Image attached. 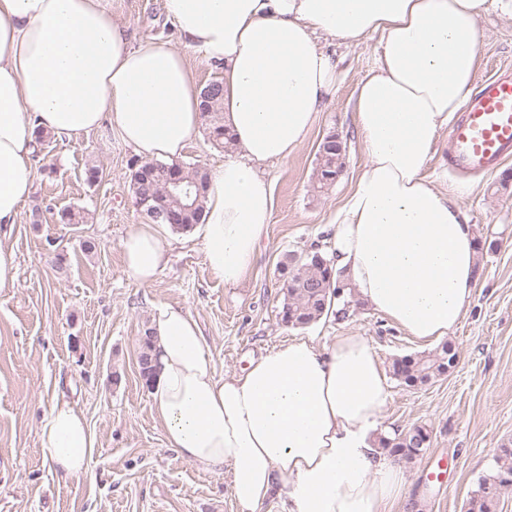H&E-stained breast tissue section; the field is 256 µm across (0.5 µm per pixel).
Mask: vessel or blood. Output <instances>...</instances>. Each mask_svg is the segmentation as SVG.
Segmentation results:
<instances>
[{
  "label": "vessel or blood",
  "instance_id": "1",
  "mask_svg": "<svg viewBox=\"0 0 512 512\" xmlns=\"http://www.w3.org/2000/svg\"><path fill=\"white\" fill-rule=\"evenodd\" d=\"M448 164L462 172H492L512 158V72L479 85L448 131Z\"/></svg>",
  "mask_w": 512,
  "mask_h": 512
}]
</instances>
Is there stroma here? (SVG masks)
I'll use <instances>...</instances> for the list:
<instances>
[{
    "label": "stroma",
    "instance_id": "stroma-1",
    "mask_svg": "<svg viewBox=\"0 0 512 512\" xmlns=\"http://www.w3.org/2000/svg\"><path fill=\"white\" fill-rule=\"evenodd\" d=\"M111 6L130 42L150 39L184 54L199 84L221 77V67L179 38L165 0H111ZM480 28L482 80L512 67V16L489 11ZM324 46L338 63L339 81L299 151L265 170L273 190L271 223L238 285L209 275L191 230L171 231L170 261L153 284L127 278L120 241L147 218L134 207L131 191V173L142 159L117 133L57 138L33 158L31 198L18 224L0 233L18 272L14 287L0 292V512H240L230 472L206 471L180 458L153 413L139 359L156 306L187 309L217 374L227 377L299 335L322 348L347 334L364 337L386 367L434 350V343L416 341L363 303L346 319L331 313L301 329L281 320L287 255L326 246L331 216L367 160L352 98L377 39L357 45L328 39ZM331 132L346 148L345 164L333 185L322 189L317 154ZM447 163L443 135L426 172L439 188L473 185L457 205L484 247L474 298L447 335L455 365L422 387L389 382L379 432L418 425L431 432L420 458L400 464L404 497L394 512H466L496 448L512 441V159L490 174L450 173ZM91 167L99 171L93 184L86 179ZM67 209L79 212L81 223H61ZM86 240L95 243L93 253L82 250ZM57 399L75 403L96 437L89 468L76 479L51 472L39 453V422ZM441 456L454 468L438 487L424 471Z\"/></svg>",
    "mask_w": 512,
    "mask_h": 512
}]
</instances>
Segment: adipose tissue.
Instances as JSON below:
<instances>
[{
    "label": "adipose tissue",
    "mask_w": 512,
    "mask_h": 512,
    "mask_svg": "<svg viewBox=\"0 0 512 512\" xmlns=\"http://www.w3.org/2000/svg\"><path fill=\"white\" fill-rule=\"evenodd\" d=\"M512 0H165L179 36L224 70V123L236 151L208 173L198 238L209 274L248 275L273 208L263 166L287 161L309 136L336 84L319 43L378 36L354 94L367 162L332 216L329 248L357 296L422 341L462 320L477 279L470 225L455 204L470 185L440 189L424 174L477 70L480 17ZM201 122L186 58L131 44L110 0H0V226L18 223L34 183L33 131L62 139L117 132L141 157L180 158ZM171 239L137 224L121 240L127 275L147 286ZM150 397L184 460L230 470L241 512H262L275 478L288 512H389L402 470L372 433L389 391L379 358L358 335L318 348L298 337L218 375L192 315L160 305L151 319ZM96 439L83 414L55 401L39 424L42 460L66 479L83 473Z\"/></svg>",
    "instance_id": "obj_1"
}]
</instances>
